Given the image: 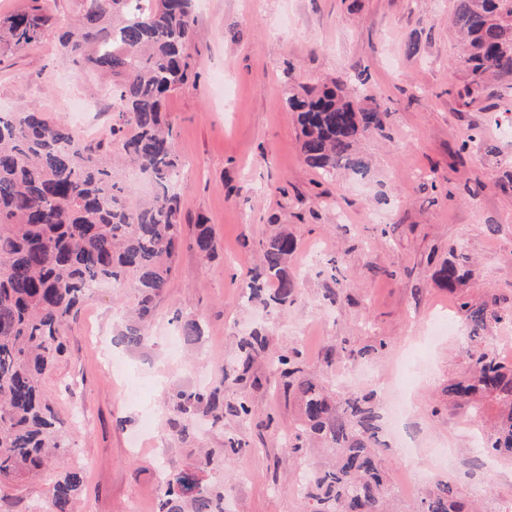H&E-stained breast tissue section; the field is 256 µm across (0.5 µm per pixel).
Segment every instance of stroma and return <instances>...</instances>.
<instances>
[{"label": "stroma", "mask_w": 512, "mask_h": 512, "mask_svg": "<svg viewBox=\"0 0 512 512\" xmlns=\"http://www.w3.org/2000/svg\"><path fill=\"white\" fill-rule=\"evenodd\" d=\"M194 8V75L163 109L183 162L198 170L180 190V248L155 301L150 340L121 343L120 311L137 293L102 286L70 323L67 351L43 377L75 449L65 463L85 473L73 512H155L158 468H193L203 449L224 482V512H303L296 478L323 453L285 454L297 402L278 388L270 360L252 363L249 419L213 425L200 414L184 440L164 411L172 381L189 389L198 374L219 370L225 401L235 400L238 343L256 327L271 352L299 350L305 376L338 395L374 393L384 416L406 404L402 428L422 480L402 471L397 443L386 441L380 458L390 512H415L439 480L459 485L479 512H504L512 504V462L476 463V427L443 390L469 372L476 351L512 362V323L488 321L474 337L459 308L493 300L512 311V80L462 104L455 0H195ZM362 69L376 103L389 110L385 129L359 147L364 173L322 179L303 160L285 101L299 85ZM106 97L105 86L64 60L53 39L0 61L2 112L36 104L67 123L71 101ZM489 142L497 153L486 151ZM201 221L214 231L215 258L194 246ZM280 232L296 242L295 302L243 305L263 243ZM463 256L471 276L455 290L442 288L436 268ZM335 270L350 287H336ZM190 318L200 321L202 336L176 344L180 322ZM232 437L247 446L225 470ZM48 488L45 475L2 485L0 512H30Z\"/></svg>", "instance_id": "stroma-1"}]
</instances>
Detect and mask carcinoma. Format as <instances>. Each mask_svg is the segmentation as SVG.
<instances>
[{"label": "carcinoma", "mask_w": 512, "mask_h": 512, "mask_svg": "<svg viewBox=\"0 0 512 512\" xmlns=\"http://www.w3.org/2000/svg\"><path fill=\"white\" fill-rule=\"evenodd\" d=\"M453 23L461 35L465 97L475 101L492 82L512 78V0H455ZM192 0H80L75 19L60 26L43 5L29 4L0 17V58L12 57L52 36L61 55L108 79L114 113L112 141L88 140L72 127L55 123L36 106L0 115V485L56 469L43 512H72L83 485V471L63 466L75 453L65 423L46 399L41 376L64 354L65 327L97 287L134 281L135 322L119 335L140 346L155 299L168 287L181 239L180 194L173 178L183 168L162 101L190 77L188 50L195 34ZM374 99L368 76L316 90L301 87L286 101L297 113L301 152L307 164L328 177L337 169L361 172L355 153L366 135L385 128L388 109L363 108L347 92ZM122 156L150 181L152 195L133 199L117 178L112 155ZM198 252L211 259L217 248L211 228L196 225ZM294 239L271 237L262 246L260 271L248 300L283 308L295 299L288 272ZM468 258L437 270L453 289L468 275ZM471 331L478 334L499 312L467 302ZM250 361L269 350L268 338L254 329L239 341ZM272 374L284 391L299 394L300 416L288 433L285 452L302 456L323 445L336 458L304 470L306 512H388L389 485L380 464L381 416L373 395L336 401L322 385L302 375L297 350L272 359ZM243 385L232 402L220 387H173L167 411L178 433L202 413L216 424L228 412L252 416ZM448 402L468 405L475 426L483 421L482 400L500 407V420L484 435L480 456L512 460V364L486 352L473 356L470 375L444 390ZM211 458L193 473L164 475L158 512H224V493L207 477ZM420 512H468L462 492L438 481L421 499Z\"/></svg>", "instance_id": "obj_1"}]
</instances>
